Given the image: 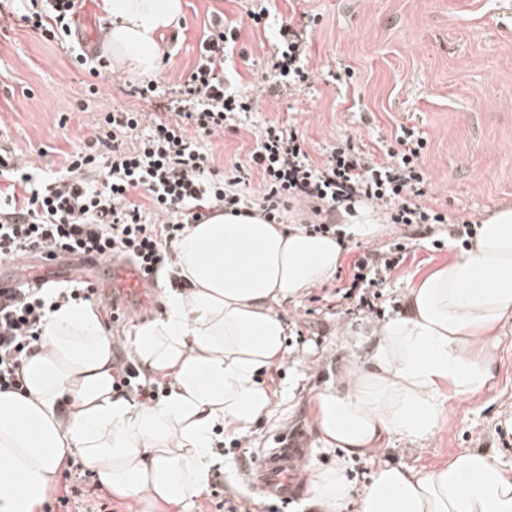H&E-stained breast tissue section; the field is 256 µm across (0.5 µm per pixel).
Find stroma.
Masks as SVG:
<instances>
[{
  "instance_id": "obj_1",
  "label": "stroma",
  "mask_w": 512,
  "mask_h": 512,
  "mask_svg": "<svg viewBox=\"0 0 512 512\" xmlns=\"http://www.w3.org/2000/svg\"><path fill=\"white\" fill-rule=\"evenodd\" d=\"M183 3L178 38L166 42L170 58L157 74L170 87L193 67L211 12L238 20L250 6L249 0ZM295 11L308 19L310 83L293 96L262 93L247 122L212 138L207 148L219 170L244 159L268 122L292 123L316 161L339 138L370 151L394 145L405 125L426 141V205L451 220L476 223L496 207H512V0H278L266 28L243 27L228 63L234 84L265 83L263 44ZM131 84L107 67L92 77L13 17L9 0H0V155L59 168L66 153L83 146L101 113L143 109L128 92ZM462 250L449 240L413 247L387 280L384 317L400 312L413 282ZM335 286L328 281L279 307L288 325L287 354L275 372L260 376L274 394V412L239 446L214 451L225 496L250 498L252 512H263L266 501L252 495L245 468L286 432L303 435L310 463L343 467L358 490L383 463L427 471L470 449L487 451L512 470V325L502 333L486 388L452 400L426 438L392 434L375 456L361 459L317 441L309 423L311 394L335 385L346 362L369 347L361 334L367 314L322 307L321 296Z\"/></svg>"
}]
</instances>
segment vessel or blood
Wrapping results in <instances>:
<instances>
[{
  "label": "vessel or blood",
  "instance_id": "1",
  "mask_svg": "<svg viewBox=\"0 0 512 512\" xmlns=\"http://www.w3.org/2000/svg\"><path fill=\"white\" fill-rule=\"evenodd\" d=\"M74 270L82 280L88 281L108 296L121 315L150 306L156 296L154 281L136 264L115 259L109 262L94 255L76 258ZM56 259H42L39 265L20 261L12 277L0 276V289L18 287L59 274ZM307 450L299 435L279 440L276 447L268 449L259 462L247 470L253 488L264 497L285 503L297 496L300 490V474Z\"/></svg>",
  "mask_w": 512,
  "mask_h": 512
}]
</instances>
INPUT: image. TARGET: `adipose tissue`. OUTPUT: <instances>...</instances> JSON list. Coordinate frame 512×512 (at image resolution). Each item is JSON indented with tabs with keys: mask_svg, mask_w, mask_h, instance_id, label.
<instances>
[{
	"mask_svg": "<svg viewBox=\"0 0 512 512\" xmlns=\"http://www.w3.org/2000/svg\"><path fill=\"white\" fill-rule=\"evenodd\" d=\"M103 52L116 73L159 71L164 32L180 27L183 0H101ZM343 246L298 226L221 210L175 248L185 285L166 291L161 317L130 338L167 395L138 407L112 390L113 342L98 310L65 303L23 365L24 392L0 391V512H36L71 458L113 494L146 507L189 505L214 465L216 429L250 432L274 411L261 372L283 362L288 334L276 306L326 283ZM512 325V208L488 215L462 253L408 290L403 311L368 332L365 359L309 399L325 447L360 458L389 434H431L447 402L482 392L496 339ZM317 512H512V470L480 450L422 472L378 467L361 493L343 468H312Z\"/></svg>",
	"mask_w": 512,
	"mask_h": 512,
	"instance_id": "1",
	"label": "adipose tissue"
}]
</instances>
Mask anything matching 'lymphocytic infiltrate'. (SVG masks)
I'll return each mask as SVG.
<instances>
[{
  "label": "lymphocytic infiltrate",
  "mask_w": 512,
  "mask_h": 512,
  "mask_svg": "<svg viewBox=\"0 0 512 512\" xmlns=\"http://www.w3.org/2000/svg\"><path fill=\"white\" fill-rule=\"evenodd\" d=\"M21 20L48 42L67 44L77 0H14ZM276 0H258L246 21L214 13L199 43L196 62L173 89L152 80L133 93L150 103L151 112L121 108L104 113L82 149L66 154L58 170L36 172L24 161L0 158V260L30 251L96 253L135 262L156 276L171 249L207 209L233 213L259 210L274 222L291 203L306 201L315 218L310 229L339 235L341 215L368 205L381 209L390 223L415 228L421 235L444 228L469 241L470 221H449L441 210L422 204L425 141L415 128L399 127L393 148L382 156L339 139L322 161H314L295 128L263 125L246 158L230 173H220L205 139L250 116L252 95L232 87L226 62L233 55L244 22L267 23ZM307 45L301 18L281 24L269 53L270 84L289 92L309 82ZM261 190H253L252 179ZM411 246L403 240L357 255L335 289L354 311H375V301L390 272L406 260ZM97 302L93 288L76 281L53 293L42 285L0 291V389L19 390L22 363L37 349L51 312L69 301ZM112 388L143 405L158 402L164 380L142 373L126 355L112 365Z\"/></svg>",
  "instance_id": "obj_1"
}]
</instances>
